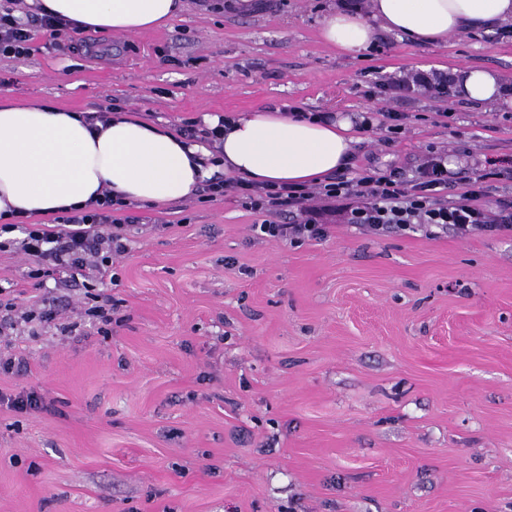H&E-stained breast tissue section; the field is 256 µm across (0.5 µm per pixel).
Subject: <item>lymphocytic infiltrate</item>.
<instances>
[{"mask_svg":"<svg viewBox=\"0 0 512 512\" xmlns=\"http://www.w3.org/2000/svg\"><path fill=\"white\" fill-rule=\"evenodd\" d=\"M31 41L29 23L14 16L12 8L0 9V56L28 54ZM492 179L512 181V162H489L487 169L472 177L450 171L447 156L433 151L409 177L395 169L365 167L314 185L259 187L222 179L207 184L205 191L211 199L235 193L242 206L255 213L288 214V223L265 222L259 230L294 242L326 237L329 227L322 219L336 201L343 204V223L360 224L375 233L408 234L449 226L467 236L512 228V201L493 209L485 203ZM115 204L107 191L97 208L72 210L54 224H1L0 252L14 250L38 258L29 275L39 280L57 273L74 279L88 270L111 273L115 258L128 250L130 232L127 218L116 216ZM4 309L6 314L0 317L4 337L20 331L39 335L57 316L51 297L43 298L38 308L8 302Z\"/></svg>","mask_w":512,"mask_h":512,"instance_id":"lymphocytic-infiltrate-1","label":"lymphocytic infiltrate"}]
</instances>
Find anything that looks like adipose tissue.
I'll return each mask as SVG.
<instances>
[{
	"label": "adipose tissue",
	"mask_w": 512,
	"mask_h": 512,
	"mask_svg": "<svg viewBox=\"0 0 512 512\" xmlns=\"http://www.w3.org/2000/svg\"><path fill=\"white\" fill-rule=\"evenodd\" d=\"M69 26L135 34L167 25L182 0H38ZM512 20V0H369L360 16L331 10L320 40L341 52L368 49L380 34L439 46L461 31H489ZM457 92L508 103L501 74L457 69ZM358 141L349 119L304 118L256 109L224 119L221 158L168 128L116 112L107 122L44 104L0 101V218L93 208L104 190L126 202L163 205L191 195L216 172L264 185L318 184L346 167Z\"/></svg>",
	"instance_id": "1"
}]
</instances>
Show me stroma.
I'll return each mask as SVG.
<instances>
[{
  "label": "stroma",
  "mask_w": 512,
  "mask_h": 512,
  "mask_svg": "<svg viewBox=\"0 0 512 512\" xmlns=\"http://www.w3.org/2000/svg\"><path fill=\"white\" fill-rule=\"evenodd\" d=\"M216 2L62 52L33 27L29 55L0 56V99L174 131L285 105L394 112L399 133L361 130L351 168L512 159V107L389 87L475 66L512 88V36L385 34L352 57L318 32L353 0ZM127 214L101 283L119 302L108 335L78 283L39 286L35 257L0 252V297L50 293L79 325L13 339L28 367L0 370V512H512V232L375 234L334 215L323 239L289 242L231 192ZM31 390L44 408L15 410Z\"/></svg>",
  "instance_id": "stroma-1"
}]
</instances>
